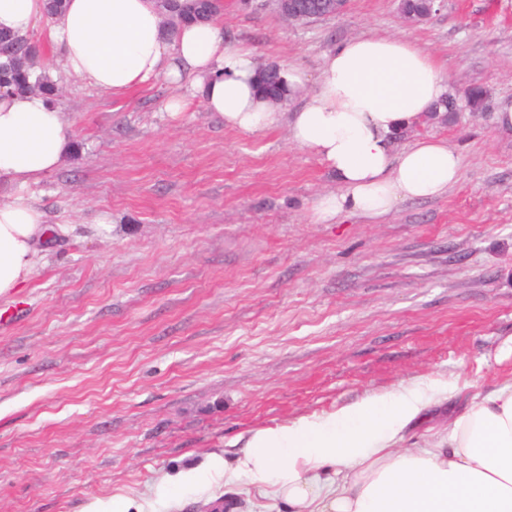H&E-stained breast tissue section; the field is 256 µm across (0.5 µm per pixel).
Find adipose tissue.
<instances>
[{"instance_id":"adipose-tissue-1","label":"adipose tissue","mask_w":512,"mask_h":512,"mask_svg":"<svg viewBox=\"0 0 512 512\" xmlns=\"http://www.w3.org/2000/svg\"><path fill=\"white\" fill-rule=\"evenodd\" d=\"M46 29L63 66L115 95L163 75L186 84L231 128L254 132L287 121L291 138L333 173L336 193L315 204L317 219L343 213L378 220L408 199L444 195L460 159L444 140L395 150L397 133L423 120L449 93L432 54L391 36L350 39L327 55L302 106L282 116L255 86L250 48L229 47L213 21L169 30L154 0H0V30ZM69 125L39 93L0 91V297L30 279L35 242L45 237L30 189L62 162ZM457 385L426 379L331 412L256 430L241 455L211 459L225 481L246 477L289 512H512V381L474 397L447 431L418 448L404 432L426 420Z\"/></svg>"}]
</instances>
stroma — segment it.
Instances as JSON below:
<instances>
[{
  "label": "stroma",
  "instance_id": "1",
  "mask_svg": "<svg viewBox=\"0 0 512 512\" xmlns=\"http://www.w3.org/2000/svg\"><path fill=\"white\" fill-rule=\"evenodd\" d=\"M229 46L309 82L339 44L398 36L429 50L452 91L489 110L427 117L395 140H447L460 178L373 222L317 220L338 186L287 122L225 126L157 77L115 96L30 41L71 124L62 164L33 186L50 227L31 280L0 298V512H266L209 458L258 429L404 383H458V404L512 380V0H445L419 23L398 0L283 21L267 0H223ZM198 470L188 485L179 473Z\"/></svg>",
  "mask_w": 512,
  "mask_h": 512
}]
</instances>
